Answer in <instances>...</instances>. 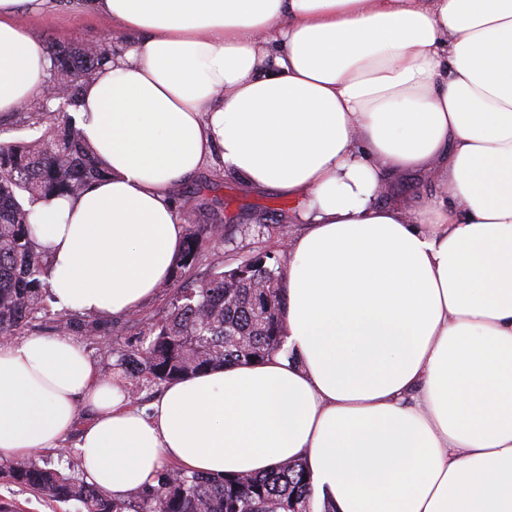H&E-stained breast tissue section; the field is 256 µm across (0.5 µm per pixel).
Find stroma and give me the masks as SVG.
Here are the masks:
<instances>
[{
    "mask_svg": "<svg viewBox=\"0 0 512 512\" xmlns=\"http://www.w3.org/2000/svg\"><path fill=\"white\" fill-rule=\"evenodd\" d=\"M21 23L46 43L74 44L98 41L106 30L105 22L94 15L73 8L69 0H59L57 7L40 16L24 15ZM195 192L197 209L190 223L202 226L221 225L224 243L205 244L200 263L185 276H173L169 287L159 289L143 308L124 317L100 322L91 317L72 315L70 336L80 343L96 362L102 377L117 373L119 354L138 346L142 339L145 318L166 314L177 291L191 283L208 278L213 266L231 268L252 256H269L271 263L286 264L287 254L281 248L283 234H296L299 225L288 217L296 202L278 191L252 190L235 179L226 177L215 164L203 166L184 185ZM95 329L96 340H89L87 329ZM12 503L18 512H80L79 503L53 502L23 486L0 478V501Z\"/></svg>",
    "mask_w": 512,
    "mask_h": 512,
    "instance_id": "obj_1",
    "label": "stroma"
}]
</instances>
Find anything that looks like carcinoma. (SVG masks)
Masks as SVG:
<instances>
[{
	"instance_id": "obj_1",
	"label": "carcinoma",
	"mask_w": 512,
	"mask_h": 512,
	"mask_svg": "<svg viewBox=\"0 0 512 512\" xmlns=\"http://www.w3.org/2000/svg\"><path fill=\"white\" fill-rule=\"evenodd\" d=\"M112 60L103 43L50 46L47 85L66 84L60 102L45 92L21 109L31 119L25 141L0 142V337H13L49 313L47 260L37 249L34 215L54 197L79 195L110 174L85 144L73 112L83 85ZM201 233L188 227L175 268L188 271L201 255ZM286 270L262 256L180 290L166 315L144 322L142 344L121 355L126 379L156 384L218 366L261 362L284 350L282 314ZM272 288H253L254 282ZM0 474L53 502H80L85 512H312L313 488L306 464L293 460L262 476L216 477L182 468L163 472L158 484L133 500L117 501L73 475L32 459L1 458Z\"/></svg>"
}]
</instances>
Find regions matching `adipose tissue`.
<instances>
[{
    "label": "adipose tissue",
    "instance_id": "1",
    "mask_svg": "<svg viewBox=\"0 0 512 512\" xmlns=\"http://www.w3.org/2000/svg\"><path fill=\"white\" fill-rule=\"evenodd\" d=\"M0 0V114L48 45ZM134 38L77 121L112 173L38 205L58 309L149 302L208 161L294 197L288 355L167 383L149 409L70 337L0 341V454L59 447L123 500L164 463L259 475L306 460L331 512H512V0H79ZM434 191L382 201L389 176Z\"/></svg>",
    "mask_w": 512,
    "mask_h": 512
}]
</instances>
